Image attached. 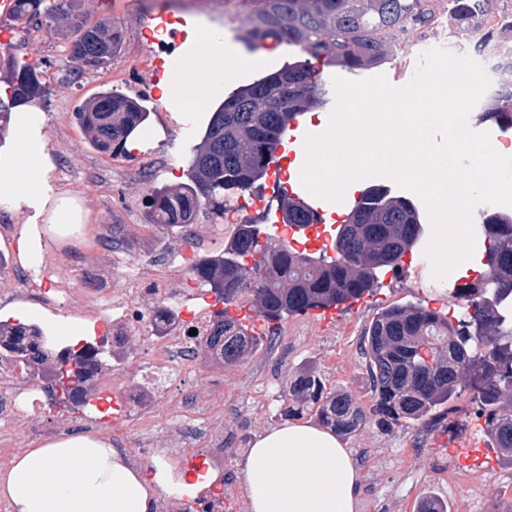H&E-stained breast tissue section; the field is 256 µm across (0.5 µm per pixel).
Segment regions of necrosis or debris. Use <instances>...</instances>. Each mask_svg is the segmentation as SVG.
Masks as SVG:
<instances>
[{
  "instance_id": "1",
  "label": "necrosis or debris",
  "mask_w": 512,
  "mask_h": 512,
  "mask_svg": "<svg viewBox=\"0 0 512 512\" xmlns=\"http://www.w3.org/2000/svg\"><path fill=\"white\" fill-rule=\"evenodd\" d=\"M420 46L428 50L433 64L468 60V68L454 75L450 84L462 88L461 100L467 107H475L481 100L475 82L486 76L487 57L444 34L422 40ZM180 286L179 269L146 264L121 287L100 289L107 313L103 339L113 346L115 358L109 362L94 356L83 360L78 370L89 395L119 389L125 415L112 432V443L129 462L139 465L150 458L156 438L165 434L173 459L200 452L220 469L225 458L220 410L177 386L203 357L200 339L210 331L213 313L207 306L181 312ZM11 359L9 350L0 351V465L27 439L49 431L61 435L71 428L46 412L43 399L50 389L40 369L22 373ZM236 499L235 490L227 487L191 501L164 500L160 512H230Z\"/></svg>"
}]
</instances>
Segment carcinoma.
Segmentation results:
<instances>
[{
    "instance_id": "obj_1",
    "label": "carcinoma",
    "mask_w": 512,
    "mask_h": 512,
    "mask_svg": "<svg viewBox=\"0 0 512 512\" xmlns=\"http://www.w3.org/2000/svg\"><path fill=\"white\" fill-rule=\"evenodd\" d=\"M246 17V43L255 49L266 40L301 47L316 58L339 60L354 68L362 58L380 53L387 45L400 46L406 36L434 29L438 21L435 0H257ZM508 0H448V11L466 22L478 48L497 47L502 70L512 72V48L500 32L512 28ZM50 0H15V17L26 22L54 17ZM118 25L76 26L69 42L76 74L107 67L121 42ZM3 80L10 100L40 99L45 86L40 75L25 66L10 65ZM321 90L319 74L306 60L270 73L241 87L212 113L205 134L191 159L188 182L171 189H153L145 199L147 223L185 229L203 206L224 214V191L252 190L267 165L275 160L287 113L298 92ZM512 105V81L503 82L482 104L481 118L512 129V111L492 112L495 103ZM149 112L137 100L116 91H103L84 103L76 119L89 142L103 152H123ZM481 236L488 273L472 284L454 289L467 310L455 326L447 315L420 305H392L370 322L365 351L374 394L370 412L347 389H327L316 370L304 368L289 377L288 396L314 409L322 423L341 434H352L370 417L388 426L423 423L433 410L449 404L461 391L485 416L487 441L512 460V214L496 209L483 213ZM255 224H238L224 253L195 262L189 274L209 288L216 301L236 305L249 293L258 314L269 322L301 315L310 309L357 300L372 290L378 273L399 267L404 254L420 241L418 211L405 197H391L374 187L333 242L336 263L284 242L263 247ZM216 326L200 344L233 365L258 344L238 320L215 313ZM38 328L0 323V336L13 338L16 363L49 362L55 402L66 409L78 403L81 376L68 368V359L54 360L48 349L30 340Z\"/></svg>"
}]
</instances>
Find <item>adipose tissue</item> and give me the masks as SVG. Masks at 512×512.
<instances>
[{
	"label": "adipose tissue",
	"mask_w": 512,
	"mask_h": 512,
	"mask_svg": "<svg viewBox=\"0 0 512 512\" xmlns=\"http://www.w3.org/2000/svg\"><path fill=\"white\" fill-rule=\"evenodd\" d=\"M249 61L223 34L197 41L188 64L161 80L164 95L178 93L187 108L200 111L212 95ZM445 85L401 93L404 113H380L370 122L367 111L379 98L375 89L343 90L345 112L339 113L331 136L303 142L284 141L290 154L287 179L305 175L313 188L333 198L353 195L363 180L381 167L412 181L432 197L440 211H452L456 232L436 225L434 250L446 252L461 276L477 274L479 256L462 245L470 238L465 199L489 186L478 167L456 172L429 150L431 136L447 127V113L434 101L446 97ZM45 115L34 104L16 108L11 143L0 147V197L8 199L22 225L17 255L23 267L43 264L45 225L85 223L80 201L56 183L51 146L43 132ZM379 128L388 143L386 155L365 146L364 135ZM249 512H357L361 475L351 452L333 430L309 422H286L254 436L240 461ZM214 474L190 482L164 458L152 466L133 467L101 436L72 434L22 450L0 469V498L11 512H156L164 496L194 493L209 485Z\"/></svg>",
	"instance_id": "adipose-tissue-1"
}]
</instances>
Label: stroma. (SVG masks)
<instances>
[{
  "instance_id": "stroma-1",
  "label": "stroma",
  "mask_w": 512,
  "mask_h": 512,
  "mask_svg": "<svg viewBox=\"0 0 512 512\" xmlns=\"http://www.w3.org/2000/svg\"><path fill=\"white\" fill-rule=\"evenodd\" d=\"M64 8L46 30L6 19L12 38L8 46H0V61L11 58L40 72L48 92L39 105L45 113L44 132L54 149L57 177L90 213L78 232L49 242L46 256L50 279L68 276L75 287L64 315L80 318L92 313L94 289L102 280L123 281L135 274L139 264H163L175 255L178 235L143 220L146 195L151 188H174L185 182L192 149L223 94L295 62L301 50L289 47L287 54L269 58L225 82L222 95L212 97L208 110L191 115L163 99L157 80L151 77L149 65L154 57L174 63L188 47L187 41H174L168 32L156 29L153 16L162 12L184 21L185 32L197 37L223 33L240 46L244 19L251 10L247 0H64ZM105 20L115 21L121 29L119 51L107 68L75 74L67 50L73 24ZM110 89L143 100L150 113L129 141L127 154L118 156L92 148L75 118L83 103ZM474 134L485 145L478 159L483 169L497 182L512 184V153L505 149L512 142V131L503 133L486 123ZM367 182L412 200L423 225L418 247L404 255L399 268L384 269L382 287L357 302L338 306L336 321L327 324L309 313L279 323L260 322L252 333L261 342L240 362L226 367L214 360L187 376L190 389L200 399L209 401L216 391L224 393V445L237 451L224 463L226 484L243 486L239 455L247 452L254 435L281 424L282 398L288 392L291 371L303 365L316 367L327 387L352 390L364 407H371L363 339L376 314L387 306L407 303L451 315L459 311V302L448 289L447 270L425 261L437 222L429 198L386 170L370 175ZM224 203L223 216L203 210L189 228L191 240L203 243L199 255L223 252L235 225L243 220L253 218L265 225L275 219L274 212L255 208L250 192L225 191ZM116 224L122 227L123 244L103 252ZM17 232L7 202H0V254L6 259L0 270V309L19 299L37 304V294L45 288L42 281H26L15 251ZM454 404V413H436L420 424L386 429L372 423L346 437L361 474L358 512H417L428 494L446 502L448 512H465L471 503L478 505L479 512H493L494 503H512L511 464L498 459L491 465L482 461L464 466L452 456V447L461 441H486L484 419L471 392L462 393Z\"/></svg>"
}]
</instances>
